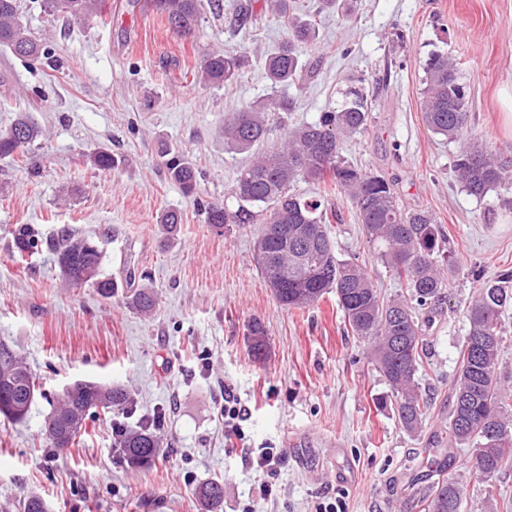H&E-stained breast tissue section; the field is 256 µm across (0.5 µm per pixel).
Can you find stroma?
Returning <instances> with one entry per match:
<instances>
[{"label": "stroma", "instance_id": "obj_1", "mask_svg": "<svg viewBox=\"0 0 512 512\" xmlns=\"http://www.w3.org/2000/svg\"><path fill=\"white\" fill-rule=\"evenodd\" d=\"M202 4L195 36L184 39L127 0H104L85 26L49 15L43 0H20L44 56L33 63L0 46V130L28 112L47 131L31 151L0 160V348L23 359L43 392L23 421L0 417V512H21L32 494L50 512H202L194 490L210 479L224 483L221 512H321L329 502L340 512H423V477L448 445L464 311L484 282L512 272V211L502 205L512 186L481 200L463 191L457 143L423 119L424 69L432 52L454 58L468 129L512 148V0H354L348 17L321 11L320 0H288L319 36L302 49L304 81L278 90L297 110L271 118L268 144L316 121L347 79H362L372 121L343 143L342 157L385 177L401 207L431 211L456 257L446 297L423 326L417 379L431 408L418 434L398 423L390 388L335 294L304 311L280 306L254 260L258 225L206 224L169 180L162 151L172 147L195 165L203 202L236 207L232 189L249 156L225 147L221 131L270 88L256 59L229 85H203L197 71L205 52H264L288 36L264 0ZM241 4L255 19L238 32L229 21ZM100 147L111 150L112 170L88 162ZM294 188L335 214L340 258L365 263L385 296L400 292L343 193L304 180ZM169 209L183 214L171 232L159 222ZM20 224L43 238L67 224L98 239L112 297L66 282L49 253L21 258ZM146 280L159 297L149 317L129 305ZM255 318L269 338L261 361L246 338ZM78 380L126 388L136 417L162 414L163 446L150 465L120 458L108 414L87 418L78 443L51 449V403ZM228 393L244 410L243 438L232 446L224 443ZM261 448L284 459L265 499L250 465ZM448 475L464 485L467 512H501L512 499V469L478 482L470 449L457 451Z\"/></svg>", "mask_w": 512, "mask_h": 512}]
</instances>
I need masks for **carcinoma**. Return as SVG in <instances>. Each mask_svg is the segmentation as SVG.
<instances>
[{
    "instance_id": "1",
    "label": "carcinoma",
    "mask_w": 512,
    "mask_h": 512,
    "mask_svg": "<svg viewBox=\"0 0 512 512\" xmlns=\"http://www.w3.org/2000/svg\"><path fill=\"white\" fill-rule=\"evenodd\" d=\"M103 0H46L53 14L76 22H89L101 13ZM128 7L148 10L164 17L178 36L195 34L201 21L200 0H128ZM317 33L308 20L289 21L288 40L264 54L263 68L270 89L293 84L307 73V61L299 47L312 44ZM0 44L31 61L44 51L22 20L18 0H0ZM245 57L234 51L205 55L198 71L200 81L223 85L236 80ZM425 91L421 110L427 128L435 135L458 143L456 177L469 195L481 199L506 182L512 183V156L499 147L483 143L468 133L466 86L460 82L457 64L442 53H433L425 68ZM293 98L273 93L255 100L224 121V144L239 153L255 152L250 164L237 175L233 193L236 209L223 204L204 205L205 223L216 228L226 224H281L286 236L262 229L254 241V253L264 282L283 307L304 309L325 294H336L346 325L353 335L367 343L371 362L388 383L395 398L398 422L408 433L422 430L430 403L415 377L420 366L421 310L442 301L448 288L447 268L452 256L440 253L445 239L441 225L426 209H403L392 185L382 176L369 174L341 157L342 142L367 129L370 120L368 94L363 82L354 81L340 91L335 106L318 120L288 128L277 146L255 151L268 135V114L293 112ZM44 137L43 129L30 113H18L12 126L0 133V159L14 157L20 150ZM94 168L112 169V151L99 149L89 155ZM170 180L183 196L200 205L197 172L186 158L173 154L165 163ZM304 179L340 189L356 209L369 242L378 250L394 276L404 282L405 292L384 300L365 267L356 259L338 257L330 237L328 212L318 199L293 191ZM90 237L78 236L68 226L45 240L33 230H15L14 246L19 255H33L45 248L51 252L64 279L74 283L72 269L62 261L88 266L86 283L104 297L114 293L112 279L101 273L103 251L89 250ZM158 298L150 286L139 288L129 305L143 315L153 313ZM512 304V289L503 281H488L465 312L467 335L476 344L461 346L453 406L449 416L448 446L469 445L473 457L494 463L491 473L476 478L487 482L512 467V389L505 387L497 372L504 348L503 309ZM247 340L256 360L266 357L267 331L253 320L247 325ZM12 392L10 404L0 414L12 421L24 420L35 402L40 386L26 364L6 348L0 349V389ZM131 405L128 393L119 387L81 381L66 388L54 401L45 424L51 447L60 448L56 434L76 441L84 432L87 417L99 412L125 411ZM163 445L161 422L148 419L137 428L121 429L115 447L134 468L153 461ZM441 479L423 495L427 512H464L465 491L453 478L443 474L454 464V452L446 450L435 460ZM196 494L207 512L221 506L224 485L217 480L203 483Z\"/></svg>"
}]
</instances>
